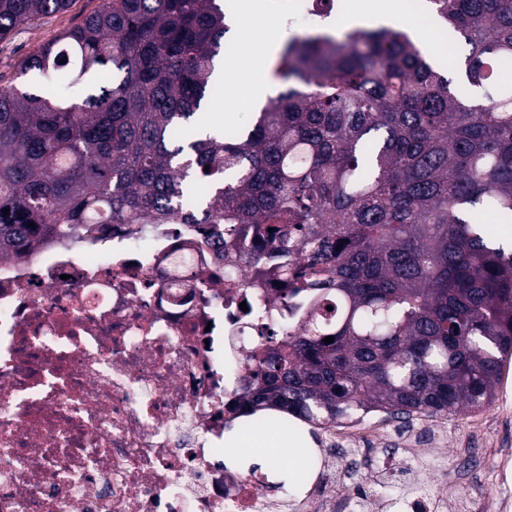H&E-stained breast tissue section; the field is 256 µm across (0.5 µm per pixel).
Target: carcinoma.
<instances>
[{
    "label": "carcinoma",
    "instance_id": "1",
    "mask_svg": "<svg viewBox=\"0 0 512 512\" xmlns=\"http://www.w3.org/2000/svg\"><path fill=\"white\" fill-rule=\"evenodd\" d=\"M71 2L0 0V38ZM426 2L474 97L404 27L320 30L283 44V90L230 132L202 118L226 0H100L0 87V259L75 224H207L311 303L253 343L239 411L328 428L490 405L512 357V0Z\"/></svg>",
    "mask_w": 512,
    "mask_h": 512
}]
</instances>
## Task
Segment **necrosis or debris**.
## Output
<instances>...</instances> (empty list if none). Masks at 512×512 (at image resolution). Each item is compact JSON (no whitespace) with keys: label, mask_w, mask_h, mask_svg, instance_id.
I'll return each instance as SVG.
<instances>
[{"label":"necrosis or debris","mask_w":512,"mask_h":512,"mask_svg":"<svg viewBox=\"0 0 512 512\" xmlns=\"http://www.w3.org/2000/svg\"><path fill=\"white\" fill-rule=\"evenodd\" d=\"M301 309L202 224H116L0 260V512H312L232 466L249 336Z\"/></svg>","instance_id":"1"}]
</instances>
